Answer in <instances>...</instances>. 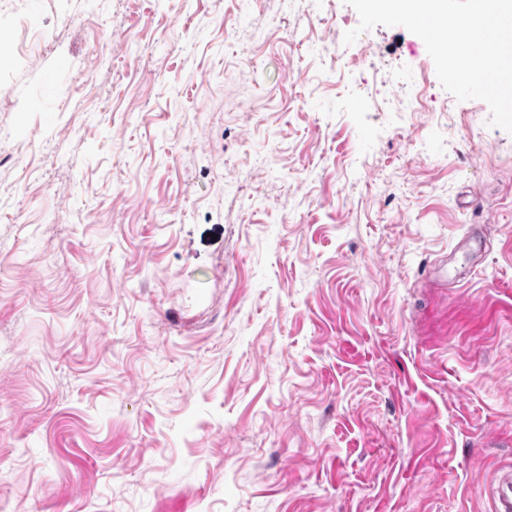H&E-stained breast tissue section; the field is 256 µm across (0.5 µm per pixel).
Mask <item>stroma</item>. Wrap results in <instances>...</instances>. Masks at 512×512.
Masks as SVG:
<instances>
[{"instance_id": "1", "label": "stroma", "mask_w": 512, "mask_h": 512, "mask_svg": "<svg viewBox=\"0 0 512 512\" xmlns=\"http://www.w3.org/2000/svg\"><path fill=\"white\" fill-rule=\"evenodd\" d=\"M346 0H0V512H492L512 134Z\"/></svg>"}]
</instances>
